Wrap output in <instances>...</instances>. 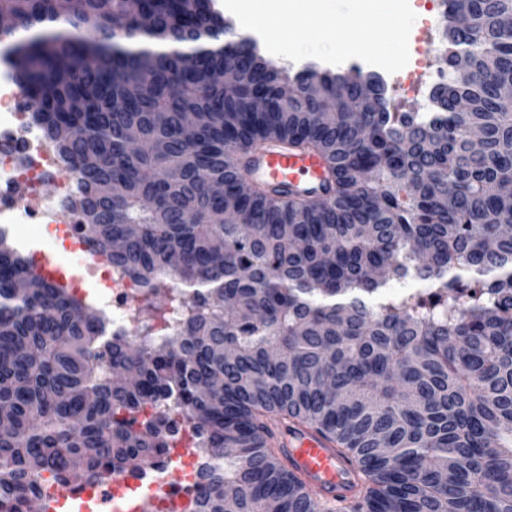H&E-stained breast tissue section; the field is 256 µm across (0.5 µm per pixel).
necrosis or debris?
I'll return each instance as SVG.
<instances>
[{"label":"necrosis or debris","instance_id":"obj_1","mask_svg":"<svg viewBox=\"0 0 512 512\" xmlns=\"http://www.w3.org/2000/svg\"><path fill=\"white\" fill-rule=\"evenodd\" d=\"M53 180L54 193L42 195L39 187ZM28 183L31 191L25 204H18L14 189ZM75 174L56 156L41 127L31 120L26 99L8 68L0 69V230L17 232L23 224H44L55 241L72 255H83L85 245L80 217L69 212L66 199L77 192ZM88 278L104 281L107 288L99 302L113 327L129 328L128 313L137 301L138 287L132 279L112 267L101 255L84 265Z\"/></svg>","mask_w":512,"mask_h":512}]
</instances>
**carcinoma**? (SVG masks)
Instances as JSON below:
<instances>
[{"label":"carcinoma","instance_id":"obj_1","mask_svg":"<svg viewBox=\"0 0 512 512\" xmlns=\"http://www.w3.org/2000/svg\"><path fill=\"white\" fill-rule=\"evenodd\" d=\"M460 11L478 24L445 27L437 111L392 112L372 72L223 48L212 0H0L68 208L141 288L144 333L88 325L0 233V512L163 470L183 442L207 458L186 512H512V0ZM231 67L228 92L210 74ZM271 142L325 161V197L254 185L227 221L209 182ZM409 276L426 288L393 290ZM274 422L334 440L355 495L316 499Z\"/></svg>","mask_w":512,"mask_h":512}]
</instances>
